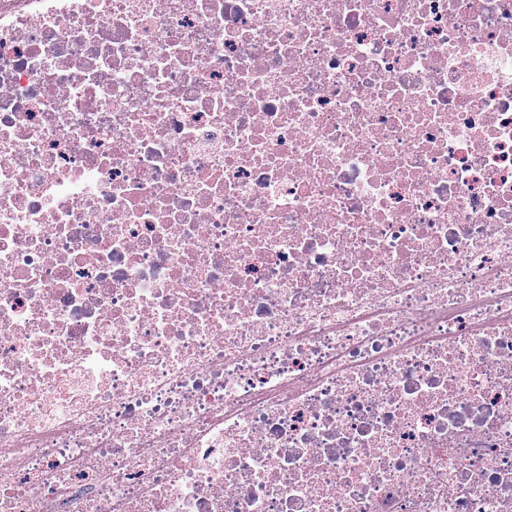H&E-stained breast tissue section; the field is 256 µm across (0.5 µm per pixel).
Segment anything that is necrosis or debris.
Listing matches in <instances>:
<instances>
[{"mask_svg": "<svg viewBox=\"0 0 512 512\" xmlns=\"http://www.w3.org/2000/svg\"><path fill=\"white\" fill-rule=\"evenodd\" d=\"M0 512H512V0H0Z\"/></svg>", "mask_w": 512, "mask_h": 512, "instance_id": "necrosis-or-debris-1", "label": "necrosis or debris"}]
</instances>
